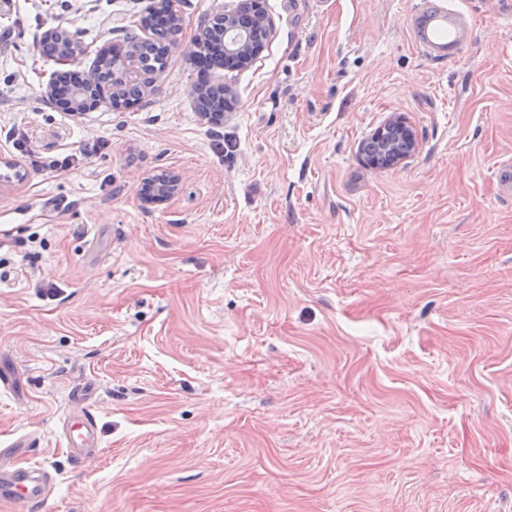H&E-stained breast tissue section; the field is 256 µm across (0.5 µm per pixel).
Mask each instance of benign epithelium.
<instances>
[{
  "label": "benign epithelium",
  "instance_id": "obj_1",
  "mask_svg": "<svg viewBox=\"0 0 512 512\" xmlns=\"http://www.w3.org/2000/svg\"><path fill=\"white\" fill-rule=\"evenodd\" d=\"M151 13H159L167 17L173 26L174 34L168 38L167 51H172L179 43L181 33V17L176 8V0H159V6ZM224 29L227 39L224 43V54L240 62L241 67L251 66L262 53L265 42L271 35V24L265 12L243 19L236 11L224 14ZM54 47L60 53L59 64L71 65L84 53V47L77 35L68 28L58 25L44 32L38 48ZM113 55L125 59L127 69L123 78L112 84H101L98 76L102 63ZM164 71L145 72L137 66V53L130 46H122L116 50L113 45L106 44L98 51L93 66L84 73L85 85L70 90L63 111L71 116L79 117L101 105L116 108L123 100L126 84H137L142 96H148L161 81ZM373 136L387 137L386 146L379 153L367 155V162L374 168H390L407 159L418 149V140L411 125L402 115L391 117L383 126L373 133ZM181 176L174 172H166V178L155 183L144 195L147 204H159L178 192Z\"/></svg>",
  "mask_w": 512,
  "mask_h": 512
}]
</instances>
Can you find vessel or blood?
Listing matches in <instances>:
<instances>
[{"instance_id":"obj_1","label":"vessel or blood","mask_w":512,"mask_h":512,"mask_svg":"<svg viewBox=\"0 0 512 512\" xmlns=\"http://www.w3.org/2000/svg\"><path fill=\"white\" fill-rule=\"evenodd\" d=\"M471 37L459 22L456 10L446 8L417 23L416 42L434 51L460 49ZM91 392L82 388L73 396L66 417V447L72 461L84 464L98 456L100 443L96 421L86 408ZM11 449L0 448V500H9L16 512H39L47 500L51 475L41 467L18 468L11 464Z\"/></svg>"}]
</instances>
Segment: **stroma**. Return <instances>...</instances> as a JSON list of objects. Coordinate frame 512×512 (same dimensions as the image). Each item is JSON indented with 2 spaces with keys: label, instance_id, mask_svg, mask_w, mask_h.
Masks as SVG:
<instances>
[{
  "label": "stroma",
  "instance_id": "obj_1",
  "mask_svg": "<svg viewBox=\"0 0 512 512\" xmlns=\"http://www.w3.org/2000/svg\"><path fill=\"white\" fill-rule=\"evenodd\" d=\"M156 2L0 0V448L52 474L42 512H512L507 0H265L259 58L209 72L235 97L217 127L194 38L240 0H180L139 106L44 96L47 29L85 70ZM428 5L472 30L453 58L414 40ZM396 114L417 151L368 166ZM161 170L181 189L146 205ZM56 47L60 53L59 64L63 66L72 65L77 62L85 49L77 35L67 27L58 25L44 32L39 41L38 48L43 51L46 47ZM91 390H77L71 401L74 403L66 416V448L72 461L82 465L100 453L96 421L85 405L91 399Z\"/></svg>",
  "mask_w": 512,
  "mask_h": 512
}]
</instances>
